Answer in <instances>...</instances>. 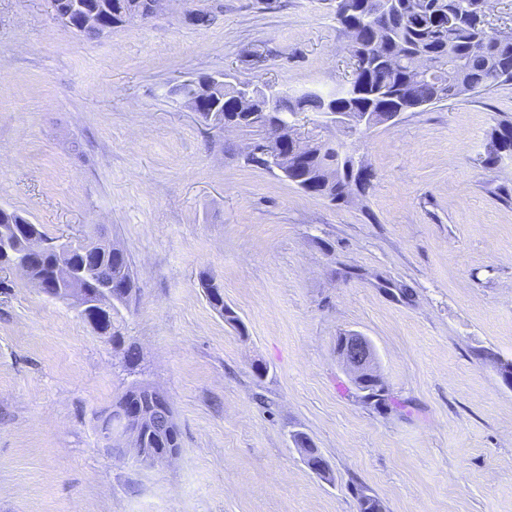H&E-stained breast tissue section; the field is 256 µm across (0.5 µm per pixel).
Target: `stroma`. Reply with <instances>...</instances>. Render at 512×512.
<instances>
[{"instance_id":"35a3bbf8","label":"stroma","mask_w":512,"mask_h":512,"mask_svg":"<svg viewBox=\"0 0 512 512\" xmlns=\"http://www.w3.org/2000/svg\"><path fill=\"white\" fill-rule=\"evenodd\" d=\"M334 9L166 0L88 37L50 0H0V206L124 248L139 291L112 322L182 437L156 469L102 448L99 417L132 380L122 348L5 274L0 512H359L363 494L384 512H512V157L481 162L512 82L372 128L354 151L372 179L340 204L248 163L260 132H221L170 93L224 72L339 89L353 59ZM351 331L375 347L386 410L336 357ZM203 288H205L206 297L210 306L224 317L226 321L237 323V316L224 306V294L220 285L214 283L213 280H209L203 283Z\"/></svg>"}]
</instances>
